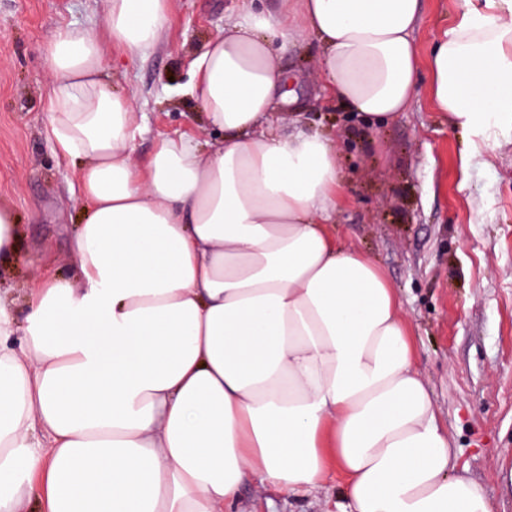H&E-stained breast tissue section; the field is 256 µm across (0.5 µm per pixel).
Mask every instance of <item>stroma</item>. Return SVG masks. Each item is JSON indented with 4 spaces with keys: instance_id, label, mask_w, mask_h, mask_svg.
Returning a JSON list of instances; mask_svg holds the SVG:
<instances>
[{
    "instance_id": "stroma-1",
    "label": "stroma",
    "mask_w": 512,
    "mask_h": 512,
    "mask_svg": "<svg viewBox=\"0 0 512 512\" xmlns=\"http://www.w3.org/2000/svg\"><path fill=\"white\" fill-rule=\"evenodd\" d=\"M107 0H0V202L18 215L23 257L8 278L14 310L25 319L24 286L36 265L65 276L80 222L72 165L44 136L47 86L41 51L59 25L102 30ZM232 0H172L158 46L111 70L146 115L135 157L158 141L202 134L197 104L171 96L185 84L205 42L223 31ZM458 0H422L414 39L421 54L454 21ZM314 39L283 57L297 76L288 113L299 128L340 147L345 199L331 231L366 253L395 288L410 324L415 364L430 388L455 449V471L479 486L494 512H512V138H500L462 164L466 134L433 112L419 88L406 112L368 126L324 101L311 78ZM343 483L329 471L323 486L299 498L251 479L230 512H336Z\"/></svg>"
}]
</instances>
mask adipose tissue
I'll list each match as a JSON object with an SVG mask.
<instances>
[{
  "mask_svg": "<svg viewBox=\"0 0 512 512\" xmlns=\"http://www.w3.org/2000/svg\"><path fill=\"white\" fill-rule=\"evenodd\" d=\"M103 32L44 51V134L78 162L72 273L40 266L18 321L0 295V512H224L250 478L297 497L329 466L339 512H493L453 472L402 305L329 231L336 144L277 128L280 65L319 44L325 96L381 125L430 73L470 152L512 131V0H463L421 56V0H235L183 94L214 134L161 139L107 72L161 39L170 0H107Z\"/></svg>",
  "mask_w": 512,
  "mask_h": 512,
  "instance_id": "ef3b65f1",
  "label": "adipose tissue"
}]
</instances>
